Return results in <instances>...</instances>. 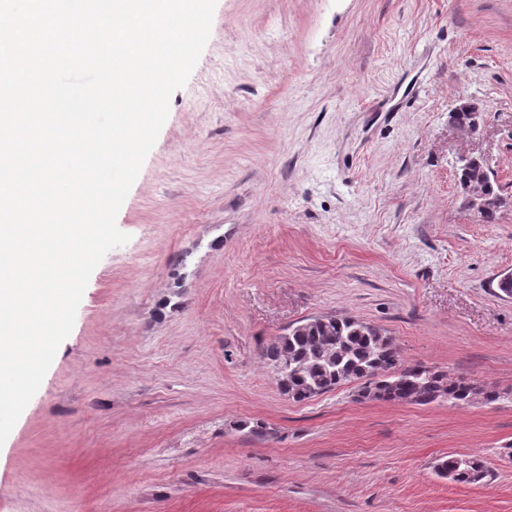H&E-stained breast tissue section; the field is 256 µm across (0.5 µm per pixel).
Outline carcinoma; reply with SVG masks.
Instances as JSON below:
<instances>
[{
    "mask_svg": "<svg viewBox=\"0 0 512 512\" xmlns=\"http://www.w3.org/2000/svg\"><path fill=\"white\" fill-rule=\"evenodd\" d=\"M483 161L459 165L457 180L463 189L486 182ZM494 205L478 214L486 221L507 205L499 189L488 183ZM276 368L278 385L283 394L303 401L347 382L361 381V399L429 405L436 402L465 403L481 399L494 402L499 394L483 385L459 378L448 381V374L423 365L405 366L392 337L360 320L338 318L323 323L308 319L288 328L266 351ZM383 370L388 376L374 382L368 377ZM448 478L475 484L486 477L482 462L475 457L460 460L454 456L438 464Z\"/></svg>",
    "mask_w": 512,
    "mask_h": 512,
    "instance_id": "1",
    "label": "carcinoma"
}]
</instances>
